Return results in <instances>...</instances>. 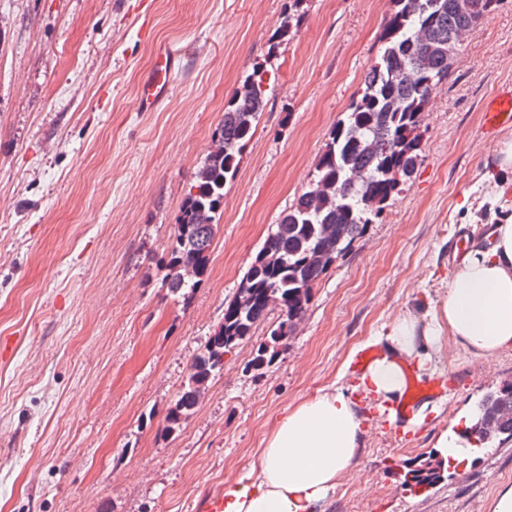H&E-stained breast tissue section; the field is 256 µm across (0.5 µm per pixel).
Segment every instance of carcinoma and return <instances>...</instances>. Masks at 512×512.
Listing matches in <instances>:
<instances>
[{
    "mask_svg": "<svg viewBox=\"0 0 512 512\" xmlns=\"http://www.w3.org/2000/svg\"><path fill=\"white\" fill-rule=\"evenodd\" d=\"M393 9L379 37L378 59L365 89L330 133L308 190L284 210L244 272L234 297L224 306V322L193 358L184 385L165 416L173 430L197 408L208 382L221 370L224 354L251 336L257 322L279 303L282 319L253 363L274 360L305 315L312 290L336 259L382 215L395 190V176L407 182L421 163L422 126L432 91L448 79L463 52V34L476 32L497 0H470L461 12L456 0H391ZM294 8L284 17L270 46L299 32ZM266 70L254 64L224 105V120L186 193L163 286L187 295L204 281L214 228L224 211V187L236 177L239 156L266 107ZM470 435L477 444L512 438V386L477 403ZM442 463L411 470L409 486H431L442 478Z\"/></svg>",
    "mask_w": 512,
    "mask_h": 512,
    "instance_id": "obj_1",
    "label": "carcinoma"
}]
</instances>
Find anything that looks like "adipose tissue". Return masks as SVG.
Listing matches in <instances>:
<instances>
[{
	"label": "adipose tissue",
	"mask_w": 512,
	"mask_h": 512,
	"mask_svg": "<svg viewBox=\"0 0 512 512\" xmlns=\"http://www.w3.org/2000/svg\"><path fill=\"white\" fill-rule=\"evenodd\" d=\"M499 216L487 240L469 249L448 278V294L429 319L403 314L375 336L385 353L359 376L357 388H329L288 407L253 465V483L224 489V512H316L351 472L365 436L354 390L386 410L403 393L398 361L430 369L444 337L492 359L512 348V147L492 165Z\"/></svg>",
	"instance_id": "ef3b65f1"
}]
</instances>
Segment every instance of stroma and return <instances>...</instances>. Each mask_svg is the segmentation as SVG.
Returning <instances> with one entry per match:
<instances>
[{"instance_id":"35a3bbf8","label":"stroma","mask_w":512,"mask_h":512,"mask_svg":"<svg viewBox=\"0 0 512 512\" xmlns=\"http://www.w3.org/2000/svg\"><path fill=\"white\" fill-rule=\"evenodd\" d=\"M299 32L269 42L291 6ZM390 0H0V512H200L251 477L288 405L336 383L402 313L438 309L459 233L482 239L512 127L482 132L512 86V0L469 39L421 128L423 161L315 285L303 320L261 370L269 328L224 356L193 415H165L193 358L280 213L308 189L337 121L364 88ZM165 43L179 55L157 111L138 86ZM267 105L224 189L210 267L189 297L162 284L176 217L224 105L254 62ZM452 384L415 431L369 428L354 471L318 512H490L512 485V440L427 488L405 486L449 423L512 382L445 341Z\"/></svg>"}]
</instances>
